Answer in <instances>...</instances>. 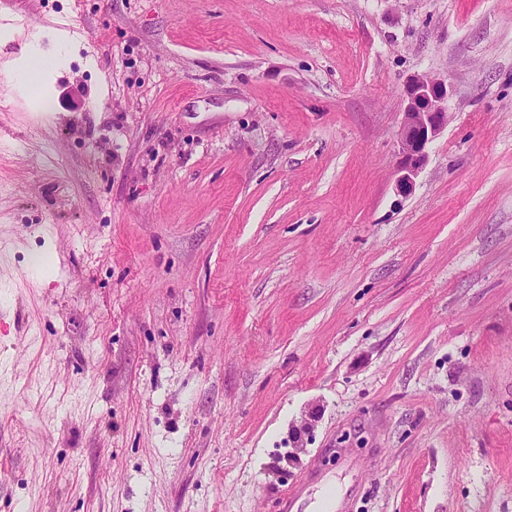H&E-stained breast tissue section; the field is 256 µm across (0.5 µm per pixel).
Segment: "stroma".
<instances>
[{"label":"stroma","mask_w":512,"mask_h":512,"mask_svg":"<svg viewBox=\"0 0 512 512\" xmlns=\"http://www.w3.org/2000/svg\"><path fill=\"white\" fill-rule=\"evenodd\" d=\"M0 17V512H512V0ZM46 66V61L37 55H31L14 61L9 67L7 73L20 74L26 78L27 81L36 83L39 81L42 72ZM405 112L399 132L401 162L398 187L411 191L414 177L427 160V146L448 126V83L416 76L405 90ZM282 503V512H309L301 482L287 486Z\"/></svg>","instance_id":"stroma-1"}]
</instances>
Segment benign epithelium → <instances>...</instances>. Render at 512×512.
I'll use <instances>...</instances> for the list:
<instances>
[{
  "instance_id": "benign-epithelium-1",
  "label": "benign epithelium",
  "mask_w": 512,
  "mask_h": 512,
  "mask_svg": "<svg viewBox=\"0 0 512 512\" xmlns=\"http://www.w3.org/2000/svg\"><path fill=\"white\" fill-rule=\"evenodd\" d=\"M399 132L401 162L398 187L408 192L427 160V146L448 126V83L427 75L413 78L405 90Z\"/></svg>"
}]
</instances>
